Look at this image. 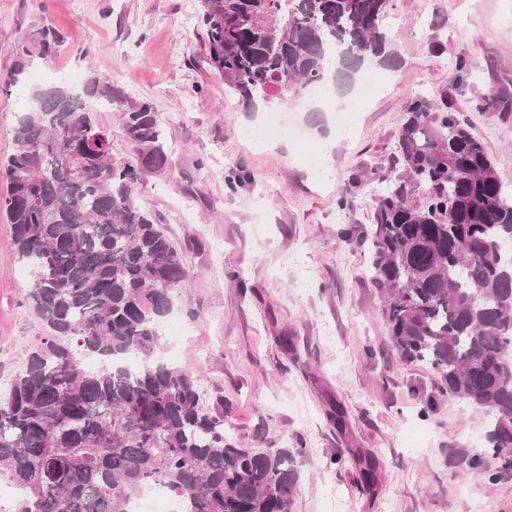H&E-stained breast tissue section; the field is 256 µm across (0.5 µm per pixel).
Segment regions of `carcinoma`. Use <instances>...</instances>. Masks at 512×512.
I'll list each match as a JSON object with an SVG mask.
<instances>
[{
  "instance_id": "carcinoma-1",
  "label": "carcinoma",
  "mask_w": 512,
  "mask_h": 512,
  "mask_svg": "<svg viewBox=\"0 0 512 512\" xmlns=\"http://www.w3.org/2000/svg\"><path fill=\"white\" fill-rule=\"evenodd\" d=\"M209 63L247 109L283 105L314 82L350 87L370 66L394 67L383 21L393 0H199ZM49 27L14 47L15 74L33 53L50 61ZM501 93L475 100L504 106ZM122 113L132 146L112 158L94 113ZM168 163L153 105L106 76L30 95L6 161L0 212L31 268L29 304L47 328L0 391V479L21 490L12 512H128L150 481L182 512H291L301 448L240 446L224 434V395L203 405L199 375L153 360L157 326L193 273L155 213L135 194ZM372 223L348 238L367 248L388 344L405 365L435 374L436 399L485 415L489 479L512 471V189L457 117L418 97L405 109Z\"/></svg>"
}]
</instances>
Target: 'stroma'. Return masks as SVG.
I'll use <instances>...</instances> for the list:
<instances>
[{
    "instance_id": "obj_1",
    "label": "stroma",
    "mask_w": 512,
    "mask_h": 512,
    "mask_svg": "<svg viewBox=\"0 0 512 512\" xmlns=\"http://www.w3.org/2000/svg\"><path fill=\"white\" fill-rule=\"evenodd\" d=\"M199 0H0V76L16 74L14 47L45 25L61 40L52 62L34 60L0 92V163L39 86L112 78L159 115L169 165L148 175L139 200L156 213L194 277L174 297L184 335L162 340L160 357L199 372L224 395V432L300 449L292 512H512V472L488 480L458 461L484 452L483 413L441 398L425 365L398 362L387 342L369 255L343 236L370 224L375 193L349 175L386 166L404 109L423 96L465 120L512 186V106L479 112L476 97L512 93V0H394L384 22L399 56L381 67L377 93L340 128L323 110L293 116L302 136L249 139L265 115L244 111L206 62ZM473 62L456 78L459 54ZM328 171L310 170L307 150ZM253 174L229 191L231 166ZM346 208H338L339 198ZM245 280L254 293H240ZM32 277L0 218V389L22 353L45 335L28 305ZM377 463L365 493L349 456Z\"/></svg>"
}]
</instances>
